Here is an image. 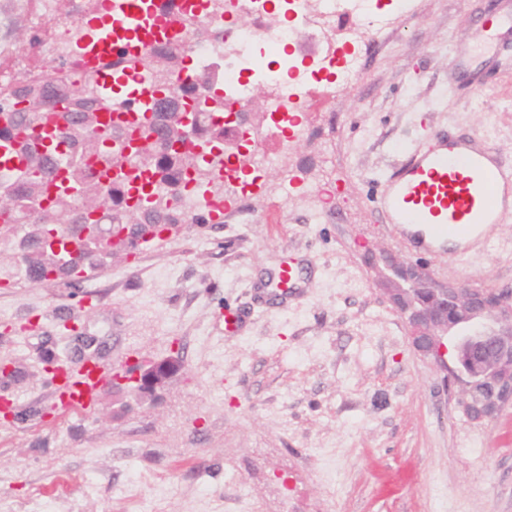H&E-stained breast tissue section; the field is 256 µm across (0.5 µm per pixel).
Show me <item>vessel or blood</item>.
<instances>
[{
  "label": "vessel or blood",
  "instance_id": "b4317fda",
  "mask_svg": "<svg viewBox=\"0 0 512 512\" xmlns=\"http://www.w3.org/2000/svg\"><path fill=\"white\" fill-rule=\"evenodd\" d=\"M111 10L112 30L102 46L109 56L127 40L135 41L136 52L149 50L158 30L172 23L157 0H112ZM371 203L382 222L400 228L418 250L458 258L512 216V168L499 162L482 137L434 133L387 172ZM300 286L294 263H286L278 274L277 297L288 298ZM111 380L97 365L67 369L53 383L52 398L67 410L86 411Z\"/></svg>",
  "mask_w": 512,
  "mask_h": 512
}]
</instances>
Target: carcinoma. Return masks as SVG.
Wrapping results in <instances>:
<instances>
[{
  "label": "carcinoma",
  "mask_w": 512,
  "mask_h": 512,
  "mask_svg": "<svg viewBox=\"0 0 512 512\" xmlns=\"http://www.w3.org/2000/svg\"><path fill=\"white\" fill-rule=\"evenodd\" d=\"M149 69L154 90L162 99L151 115L134 122L102 120L112 100L96 94L85 79L49 80L43 73L0 85V139L13 142L24 168L12 181V195L0 202V241H16L17 275L32 283L67 280L77 271L95 270L118 249L135 250L140 240L164 226L185 223L178 200L186 194L224 196V142L234 131L214 116L224 115V102L213 100L202 111L193 87L182 98L164 97L170 80L185 69V56L174 48L149 52L134 60ZM175 104L190 119L201 150L189 155L174 148L175 140L159 136L165 106ZM66 113L55 127L50 148L31 143L34 132ZM71 159L63 178L49 185L56 157ZM36 197L43 215L33 216L26 203ZM87 224L99 226L100 237H80ZM73 240L79 247L78 266L60 264L54 241Z\"/></svg>",
  "instance_id": "1"
}]
</instances>
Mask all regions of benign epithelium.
I'll return each mask as SVG.
<instances>
[{"instance_id": "benign-epithelium-1", "label": "benign epithelium", "mask_w": 512, "mask_h": 512, "mask_svg": "<svg viewBox=\"0 0 512 512\" xmlns=\"http://www.w3.org/2000/svg\"><path fill=\"white\" fill-rule=\"evenodd\" d=\"M385 292L405 318L413 347L463 386L459 404L472 420L494 417L512 403V291L437 283L419 264L387 265ZM170 357L143 363L123 383L139 399L152 396L179 368Z\"/></svg>"}]
</instances>
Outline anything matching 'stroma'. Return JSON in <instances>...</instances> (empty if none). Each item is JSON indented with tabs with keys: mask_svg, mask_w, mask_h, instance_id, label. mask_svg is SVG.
Here are the masks:
<instances>
[{
	"mask_svg": "<svg viewBox=\"0 0 512 512\" xmlns=\"http://www.w3.org/2000/svg\"><path fill=\"white\" fill-rule=\"evenodd\" d=\"M39 0H0V73L33 71ZM512 0H416L374 36L328 112H301L286 168L243 204L252 221L179 225L75 284L13 276L0 248V512H512V405L470 420L412 346L382 256L441 284L512 288V218L467 259H418L371 199L425 131L487 136L512 165V31L479 56L480 23ZM289 193H282L283 182ZM300 293L267 285L288 258ZM241 318L224 331V314ZM122 372L179 355L155 400L56 410L43 358Z\"/></svg>",
	"mask_w": 512,
	"mask_h": 512,
	"instance_id": "1",
	"label": "stroma"
}]
</instances>
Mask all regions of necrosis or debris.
<instances>
[{"mask_svg": "<svg viewBox=\"0 0 512 512\" xmlns=\"http://www.w3.org/2000/svg\"><path fill=\"white\" fill-rule=\"evenodd\" d=\"M176 22L163 43L181 47L194 74L207 75L196 95L208 101L223 98L224 110L241 112L253 84L268 88V105L276 113L307 112L330 99L333 80L348 83L359 72L362 51L372 34L394 27L393 16L383 14L380 0H289L288 15L270 24L267 0H177ZM103 0H72L59 15L57 0H40L39 26L49 36L39 45L42 67L54 77L92 79L96 42L86 31L87 15L100 13ZM247 17V25L228 27L226 16ZM349 27L341 39L328 38L339 19ZM323 32L317 67L302 74L288 47L297 28Z\"/></svg>", "mask_w": 512, "mask_h": 512, "instance_id": "1", "label": "necrosis or debris"}]
</instances>
